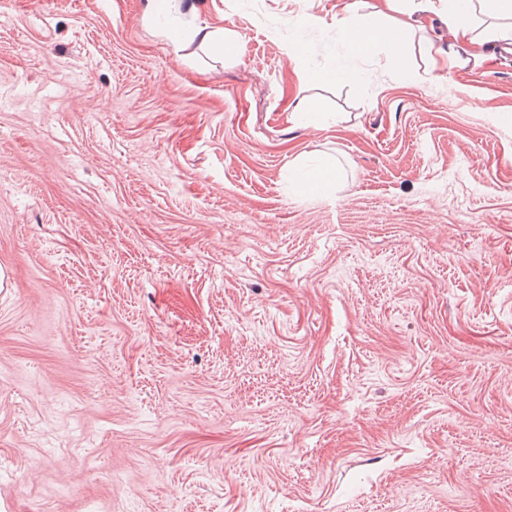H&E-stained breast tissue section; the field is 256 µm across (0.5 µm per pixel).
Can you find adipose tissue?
Here are the masks:
<instances>
[{"label":"adipose tissue","mask_w":512,"mask_h":512,"mask_svg":"<svg viewBox=\"0 0 512 512\" xmlns=\"http://www.w3.org/2000/svg\"><path fill=\"white\" fill-rule=\"evenodd\" d=\"M442 12L448 20V57L465 48H478L483 35L512 44V0H380L378 7L364 11L360 0H351L345 15L336 22V37L354 58L368 56L380 45L392 48L404 40L407 28L396 16L405 11ZM175 0H151L149 20L173 46L190 40L230 52L239 46L233 36L212 29L186 31L174 21Z\"/></svg>","instance_id":"adipose-tissue-1"}]
</instances>
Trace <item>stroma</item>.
Here are the masks:
<instances>
[{
  "label": "stroma",
  "mask_w": 512,
  "mask_h": 512,
  "mask_svg": "<svg viewBox=\"0 0 512 512\" xmlns=\"http://www.w3.org/2000/svg\"><path fill=\"white\" fill-rule=\"evenodd\" d=\"M349 2L0 0V512H512V53ZM176 0H151V12L149 20L157 26L164 37L173 46L179 47L187 41L198 40L200 44H207L212 46L217 52L222 53L230 52L239 46L236 38L224 32L198 28L191 34L186 31L174 21L173 14L176 12ZM295 183L304 191L313 193L315 189L323 190L336 181V166L330 161H323L315 166H300L292 171Z\"/></svg>",
  "instance_id": "stroma-1"
}]
</instances>
